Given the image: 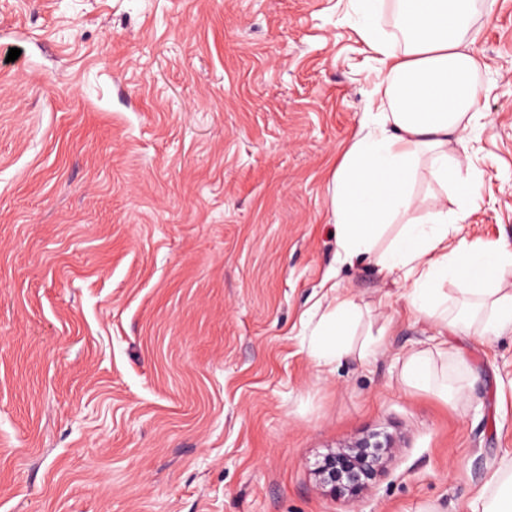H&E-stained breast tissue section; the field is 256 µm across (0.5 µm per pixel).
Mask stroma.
Instances as JSON below:
<instances>
[{
	"instance_id": "obj_1",
	"label": "stroma",
	"mask_w": 512,
	"mask_h": 512,
	"mask_svg": "<svg viewBox=\"0 0 512 512\" xmlns=\"http://www.w3.org/2000/svg\"><path fill=\"white\" fill-rule=\"evenodd\" d=\"M0 512H471L512 463V332L436 350L338 255L334 175L378 67L354 0H0ZM467 241L512 243V0H477ZM382 347L316 365L333 293ZM390 436L354 504L313 467ZM432 355L428 351L409 353L403 363V379L407 386L427 387L432 377Z\"/></svg>"
}]
</instances>
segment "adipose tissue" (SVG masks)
<instances>
[{"label":"adipose tissue","mask_w":512,"mask_h":512,"mask_svg":"<svg viewBox=\"0 0 512 512\" xmlns=\"http://www.w3.org/2000/svg\"><path fill=\"white\" fill-rule=\"evenodd\" d=\"M367 22L360 34L381 65L366 105L368 122L346 150L334 176L338 243L348 259H369L387 280L404 282L406 301L439 333L477 326L490 336L512 329V246L461 239L464 212L435 206L410 219L414 184L427 166L439 185L459 196L473 191L453 157L464 145L479 99V63L465 48L475 0H355ZM392 9L395 33L374 23ZM402 227L385 249L376 243L394 221ZM456 291H444L445 282ZM361 311L336 295L311 331L310 358L319 365L349 352Z\"/></svg>","instance_id":"ef3b65f1"}]
</instances>
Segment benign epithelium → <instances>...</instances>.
I'll list each match as a JSON object with an SVG mask.
<instances>
[{
  "mask_svg": "<svg viewBox=\"0 0 512 512\" xmlns=\"http://www.w3.org/2000/svg\"><path fill=\"white\" fill-rule=\"evenodd\" d=\"M392 451L389 436L382 440L377 435L368 436L325 455L317 463L315 474L320 484L329 487L333 495L351 505L375 479Z\"/></svg>",
  "mask_w": 512,
  "mask_h": 512,
  "instance_id": "obj_1",
  "label": "benign epithelium"
}]
</instances>
